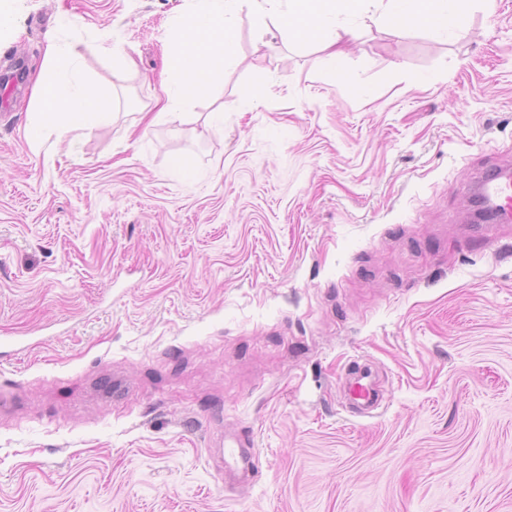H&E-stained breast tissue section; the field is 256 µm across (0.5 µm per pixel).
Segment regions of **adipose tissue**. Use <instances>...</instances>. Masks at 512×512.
<instances>
[{"instance_id":"ef3b65f1","label":"adipose tissue","mask_w":512,"mask_h":512,"mask_svg":"<svg viewBox=\"0 0 512 512\" xmlns=\"http://www.w3.org/2000/svg\"><path fill=\"white\" fill-rule=\"evenodd\" d=\"M47 54L53 77L35 87L36 99L45 106L44 112L36 117L37 124L50 125L64 132L89 128L101 101L99 88L94 82L80 77L74 51H64L52 44Z\"/></svg>"}]
</instances>
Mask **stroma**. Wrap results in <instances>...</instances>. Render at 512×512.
Returning a JSON list of instances; mask_svg holds the SVG:
<instances>
[{
    "label": "stroma",
    "mask_w": 512,
    "mask_h": 512,
    "mask_svg": "<svg viewBox=\"0 0 512 512\" xmlns=\"http://www.w3.org/2000/svg\"><path fill=\"white\" fill-rule=\"evenodd\" d=\"M193 5L19 0L0 38L25 66L0 87V512H512V223L461 206L512 168V0L461 35L340 16L334 61L246 7L211 92L162 116ZM51 40L105 122L33 135ZM230 430L256 454L227 490ZM344 393L348 400L355 402L361 414H371L378 406V392L371 379V369L368 365L357 364L350 373Z\"/></svg>",
    "instance_id": "35a3bbf8"
}]
</instances>
